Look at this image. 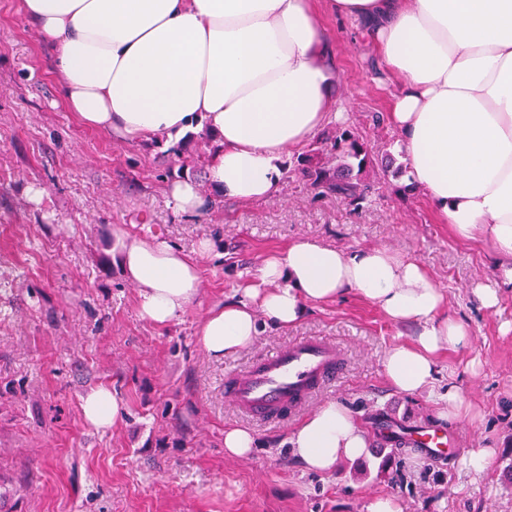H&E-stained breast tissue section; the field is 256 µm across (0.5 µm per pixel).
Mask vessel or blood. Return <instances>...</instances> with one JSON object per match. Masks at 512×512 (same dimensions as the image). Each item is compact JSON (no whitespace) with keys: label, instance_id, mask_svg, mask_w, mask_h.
<instances>
[{"label":"vessel or blood","instance_id":"b4317fda","mask_svg":"<svg viewBox=\"0 0 512 512\" xmlns=\"http://www.w3.org/2000/svg\"><path fill=\"white\" fill-rule=\"evenodd\" d=\"M343 372L340 347L328 338L309 336L229 373L224 395L245 418L279 424L308 405L318 392L335 386ZM407 438L431 459L452 449L448 435L432 427H418Z\"/></svg>","mask_w":512,"mask_h":512}]
</instances>
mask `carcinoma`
<instances>
[{"instance_id": "obj_1", "label": "carcinoma", "mask_w": 512, "mask_h": 512, "mask_svg": "<svg viewBox=\"0 0 512 512\" xmlns=\"http://www.w3.org/2000/svg\"><path fill=\"white\" fill-rule=\"evenodd\" d=\"M193 138L194 135L190 134L178 142L170 143L165 136H153L150 145L164 148L161 156L165 165L159 169L160 178H183L189 169L204 168V162L216 149L213 136L206 134L208 150L204 152L189 149ZM370 164L371 151L359 133L351 127L338 126L298 155L288 172L300 174L314 196L333 195L357 208L365 201L370 189L366 181V171Z\"/></svg>"}]
</instances>
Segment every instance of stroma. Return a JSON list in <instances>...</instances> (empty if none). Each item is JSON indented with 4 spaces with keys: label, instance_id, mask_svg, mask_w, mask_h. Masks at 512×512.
I'll return each mask as SVG.
<instances>
[{
    "label": "stroma",
    "instance_id": "obj_1",
    "mask_svg": "<svg viewBox=\"0 0 512 512\" xmlns=\"http://www.w3.org/2000/svg\"><path fill=\"white\" fill-rule=\"evenodd\" d=\"M342 75L337 90L347 125L375 161L360 209L313 197L304 180L282 177L257 202L224 200L176 216L156 149L89 129L55 94L53 51L26 23L18 0H0V512H369L393 497L402 512H512V288L497 310L481 307L473 286L491 278L487 238H456L408 174L384 171L395 154L392 84L364 26L322 14ZM44 191L33 202V189ZM166 240L195 255L198 297L158 326L141 317L137 289L112 252L114 230ZM210 240V255L197 246ZM353 250L385 247L418 261L465 321L470 342L437 356V391L456 387L479 419L446 424L458 449L445 461L421 453L378 470L390 448L378 419L407 429L436 425L433 396L392 388L383 361L411 343L416 328L391 322L351 295L309 305L285 330L266 329L253 345L223 358L207 355L201 319L239 299L263 259L299 241ZM306 336L336 342L341 381L313 407L345 402L369 440L368 455L329 474L304 469L288 438L301 423L252 424L224 398L225 373ZM111 386L124 404L106 431L85 425L81 399ZM250 430L248 457L224 454V431ZM473 448L495 455L472 480L462 458Z\"/></svg>",
    "mask_w": 512,
    "mask_h": 512
}]
</instances>
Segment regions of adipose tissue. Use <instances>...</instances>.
Returning <instances> with one entry per match:
<instances>
[{"label": "adipose tissue", "instance_id": "ef3b65f1", "mask_svg": "<svg viewBox=\"0 0 512 512\" xmlns=\"http://www.w3.org/2000/svg\"><path fill=\"white\" fill-rule=\"evenodd\" d=\"M54 51L57 94L87 127L136 142L207 130L221 142L205 167L222 197L268 199L283 160L325 125L340 74L329 63L325 12L362 22L396 83V149L456 237H486L500 262L476 283L497 309L512 288V0H20ZM120 264L138 289L142 317L178 318L198 296L195 259L164 241L116 231ZM358 296L397 324L410 344L390 349L384 372L397 391L433 388L439 350L466 346L467 325L444 311L433 277L386 248L343 250L292 243L262 261L237 301L211 311L198 334L213 358L249 347L267 326L297 323L308 305ZM106 430L123 403L106 385L81 403ZM311 472L330 473L369 445L351 409L331 401L289 439Z\"/></svg>", "mask_w": 512, "mask_h": 512}]
</instances>
